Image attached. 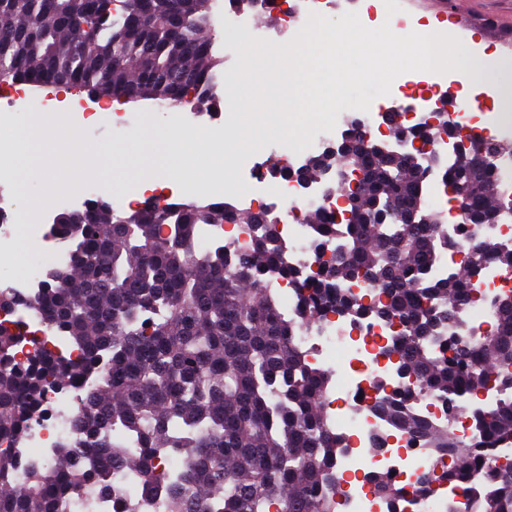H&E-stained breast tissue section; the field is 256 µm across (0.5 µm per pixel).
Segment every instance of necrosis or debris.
<instances>
[{
	"label": "necrosis or debris",
	"mask_w": 512,
	"mask_h": 512,
	"mask_svg": "<svg viewBox=\"0 0 512 512\" xmlns=\"http://www.w3.org/2000/svg\"><path fill=\"white\" fill-rule=\"evenodd\" d=\"M295 165L294 156L269 152L263 164L251 167L250 178L255 189L245 193L243 199L250 204H259L277 216L276 229L285 247V261L312 273L335 253L336 245L331 242L316 246L313 231L302 223L301 216L309 210L336 214L342 209L343 200L331 193L327 185L299 179L293 172ZM488 238L512 244V212L503 214L493 224L467 227L445 224V256L460 261L474 241ZM46 267L37 266L13 281L12 288L19 302L8 309H0V321L23 322L49 348L66 352L70 349L67 338L48 324L44 315L35 313L26 304L27 299L38 295ZM506 295H512V268L490 265L476 280L474 295L458 309L459 318L472 320L470 335L491 329L494 305L498 298ZM394 338L395 329L387 322L371 320L356 325L333 314L297 338L309 360L325 371H333L336 354L343 353L349 358L348 372L338 374L335 386L327 394L331 428L346 445L337 468L338 476L346 482L338 504L339 512H387L384 498L365 482V475L380 470L408 485L431 463L424 444L398 432L376 407L379 398L390 394L394 387L412 386L417 382L411 373L398 376L394 359L385 355V348ZM498 397V385H491L478 394L476 401H465L463 409L453 419L449 418L443 403L431 398L422 399L416 412L421 419L436 424L452 422L455 432L469 438L476 433L470 416L472 406L491 407ZM45 404L47 409L42 417L11 443L26 469L41 466L57 449L70 447L81 438L75 422L79 410L78 392L71 389L50 391ZM377 442L382 445L378 452L373 449ZM491 483L488 473H477L471 480L467 498H460L457 491L443 486L430 494L411 496L406 512H447L449 504L459 500L464 501L466 512H478L479 501ZM136 487L134 474L127 471L114 473L111 490L81 494L70 502L68 512H124L126 503L132 500L137 501L139 512H162L159 502L138 500Z\"/></svg>",
	"instance_id": "1"
}]
</instances>
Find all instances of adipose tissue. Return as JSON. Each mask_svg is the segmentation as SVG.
Instances as JSON below:
<instances>
[{
	"instance_id": "adipose-tissue-1",
	"label": "adipose tissue",
	"mask_w": 512,
	"mask_h": 512,
	"mask_svg": "<svg viewBox=\"0 0 512 512\" xmlns=\"http://www.w3.org/2000/svg\"><path fill=\"white\" fill-rule=\"evenodd\" d=\"M147 137L150 151L138 155L134 165L125 170L124 187L129 199L137 200L144 193L164 191L177 183L198 185L208 195L231 191L227 177L228 150L223 141H216L202 150L198 147L200 134L192 131L173 133L151 128ZM67 144L76 160L75 176L97 178L103 189H110L111 149L85 148L74 131L68 133ZM13 161L21 176H34L43 181L45 197H52L62 189V181L43 170L37 144L28 133L17 136Z\"/></svg>"
}]
</instances>
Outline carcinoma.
I'll return each mask as SVG.
<instances>
[{
    "label": "carcinoma",
    "instance_id": "carcinoma-1",
    "mask_svg": "<svg viewBox=\"0 0 512 512\" xmlns=\"http://www.w3.org/2000/svg\"><path fill=\"white\" fill-rule=\"evenodd\" d=\"M209 2L0 0V81L215 111L224 58L215 52ZM435 118L432 128L399 123L393 131L410 142L457 138L448 113ZM342 144V156L325 151L307 166L317 175L329 167L363 172L356 189L343 180L332 188L347 202L341 222L320 212L306 217L319 240H343L314 274L283 261L270 225L247 253L200 249L199 225L256 221L222 201L149 200L115 211L96 198L55 216L53 235L70 260L46 273L35 304L78 355L34 340L17 362L26 326L0 323V438L28 430L48 388L74 387L86 439L28 470L20 484L18 456L0 448V512H66L80 490L112 489L117 468L141 473L140 496L161 498L165 512H336L344 447L326 422L327 377L297 349V324L265 287L272 277L293 289L307 325L330 311L354 323L398 322L386 355L397 353L400 372L418 381L393 390L381 408L399 430L421 436L431 455L455 457L450 468L417 474L416 489H462L474 472L496 471L480 512H512V466L492 453L512 442V373H503L512 367V296L498 299L493 327L467 342L453 312L488 265L512 268V245L485 241L459 267L436 274L443 221L425 206L419 157L363 144L355 122ZM480 152L474 142L449 164L436 161L462 226L493 223L502 200L494 158ZM360 280L374 286V297L342 287ZM445 330L448 356L436 358L430 346ZM494 374L503 393L473 411V437L417 417L414 405L426 396L453 416L459 400L480 393ZM172 450L183 454V467L169 473L162 464ZM365 481L389 512H404L403 488L390 476Z\"/></svg>",
    "mask_w": 512,
    "mask_h": 512
}]
</instances>
